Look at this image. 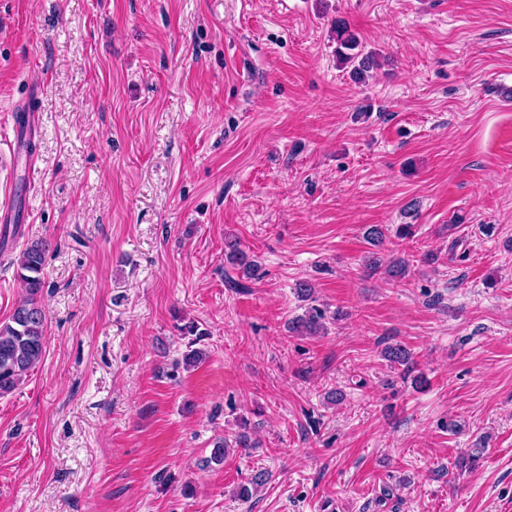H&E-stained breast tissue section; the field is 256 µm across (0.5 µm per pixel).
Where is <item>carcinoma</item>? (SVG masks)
I'll return each instance as SVG.
<instances>
[{"instance_id": "obj_1", "label": "carcinoma", "mask_w": 512, "mask_h": 512, "mask_svg": "<svg viewBox=\"0 0 512 512\" xmlns=\"http://www.w3.org/2000/svg\"><path fill=\"white\" fill-rule=\"evenodd\" d=\"M332 33L336 42V58L342 66L350 69L354 79L361 81L380 66L377 54L364 51L359 37L346 21H336ZM229 248L231 252L227 261L244 267L249 275L254 274L256 264L238 249L237 243L229 244ZM48 250V242L38 238L17 259V276L25 288V296L8 320L0 322V396L17 389L43 354L46 317L40 298L45 288L42 272ZM322 318V312L312 306L305 315L291 321L290 329L315 334L322 327ZM386 357L391 363L406 368L412 364L411 353L401 345L388 347Z\"/></svg>"}]
</instances>
